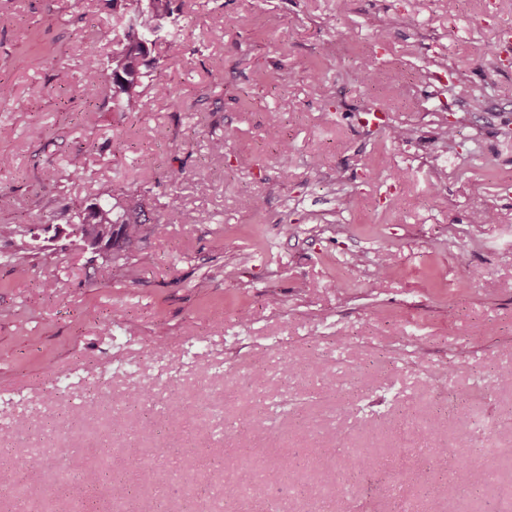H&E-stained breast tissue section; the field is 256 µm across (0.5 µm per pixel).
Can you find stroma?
Instances as JSON below:
<instances>
[{"mask_svg": "<svg viewBox=\"0 0 512 512\" xmlns=\"http://www.w3.org/2000/svg\"><path fill=\"white\" fill-rule=\"evenodd\" d=\"M182 3L184 53L154 51L171 97L121 112L78 82L87 29L102 57L118 45L110 0H0V224L18 229L0 239V465L45 455L41 499L0 484V512L63 494L69 512H441L445 446L472 461L458 512H512V0ZM129 194L143 232L116 268L64 228ZM104 448L115 477L150 460L153 481L119 502L66 488ZM340 448L400 484L320 483ZM346 453L353 469L359 471H376V472H390L392 471L390 463L387 460L377 459L376 456H364L353 453L347 449Z\"/></svg>", "mask_w": 512, "mask_h": 512, "instance_id": "stroma-1", "label": "stroma"}]
</instances>
